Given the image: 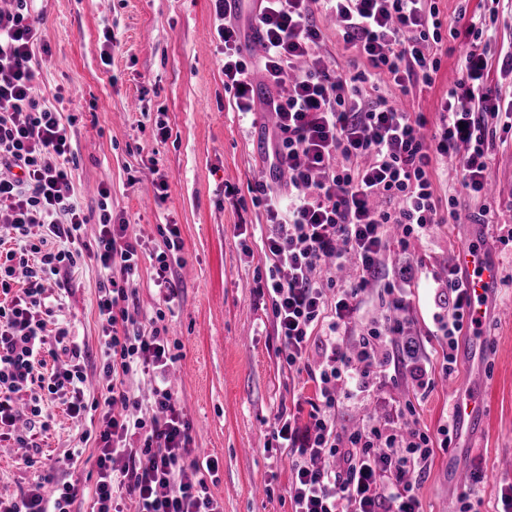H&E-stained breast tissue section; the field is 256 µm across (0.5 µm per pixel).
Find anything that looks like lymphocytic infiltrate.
I'll return each mask as SVG.
<instances>
[{"label": "lymphocytic infiltrate", "instance_id": "1", "mask_svg": "<svg viewBox=\"0 0 512 512\" xmlns=\"http://www.w3.org/2000/svg\"><path fill=\"white\" fill-rule=\"evenodd\" d=\"M0 11V165L20 177L0 178V207L10 213L14 245L0 252V441L24 453L35 467L43 394L62 397L71 417L86 412L81 385L82 350L68 328L55 342L67 361L47 369L46 316L54 312L46 284L82 255L87 222L73 202L67 168L71 144L61 113L32 95L35 19L30 0H14ZM239 0H214L224 45V85L237 111L253 110L254 88L241 52V32L231 14ZM474 12L463 24H444L435 0H260L253 24L265 54L261 68L277 93L266 106L275 115L267 138L274 172H287L288 195L266 182L255 186L273 226L266 247L273 260L267 289L273 299L275 331L289 365L310 347L320 348L326 366L319 374L320 404L306 424L280 418L275 437L291 457L288 494L294 512H421L420 479L436 447H449L450 426L430 435L408 423L370 425L351 434L336 427L344 401L365 392L371 374L395 380L402 358L394 350L401 328L386 324L359 334L353 348L343 338L355 322L359 297L381 272L390 246L387 227L406 235L426 234L435 224H485L489 207L464 213L456 199L440 205L432 181L439 160L457 157L461 187L485 198L491 157L489 124L512 131V99L496 94L494 70L512 73V51L490 55L500 0ZM329 15L346 49L361 65L330 70L318 54L321 31L315 14ZM470 45L460 75L441 96L436 119L412 112L401 99L432 88L441 68L445 37ZM110 213L99 219L93 256L103 272L98 302L107 381L104 410L95 430L97 481L93 490L41 475L19 496L0 499V512H71L78 497L91 495L92 512H114L130 500L135 512H220L207 479L218 463L188 460L190 423L167 386L172 361L169 341L157 324L129 329L126 304L138 269V240ZM354 266L356 279L326 300L315 273L324 266ZM25 286L14 289L15 272ZM448 290L441 329L448 340L445 372L458 365V335L467 319L464 276L455 266L440 278ZM325 332H318L320 323ZM152 372L149 403L132 398L125 379ZM124 453L122 469L112 467Z\"/></svg>", "mask_w": 512, "mask_h": 512}]
</instances>
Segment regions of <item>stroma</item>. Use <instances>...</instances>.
<instances>
[{"label": "stroma", "instance_id": "obj_1", "mask_svg": "<svg viewBox=\"0 0 512 512\" xmlns=\"http://www.w3.org/2000/svg\"><path fill=\"white\" fill-rule=\"evenodd\" d=\"M39 18L34 95L70 118L72 198L88 222L93 244L101 212L124 220L139 242V268L130 316L145 324L159 308L155 256L164 248L160 227L176 225L182 249L170 256L177 286L163 325L175 361L171 388L191 425L190 458L217 460L209 492L223 512H293L288 495L290 462L274 439L277 419L291 413L307 420L320 390L314 374L325 359L312 352L288 366L274 328L265 281L272 261L265 247L266 213L253 188L267 172L265 138L272 126L258 64L263 45L245 38L255 69L252 120L235 111L224 86L223 47L211 0H35ZM434 86L405 98L409 110L434 117L441 95L457 79L467 46L449 40ZM494 193L481 201L462 193L455 164L437 166L433 182L440 201L456 196L461 209L490 206V224H437L423 237L396 230L382 258L383 284L360 305L352 334L399 322L402 338L416 346L393 382L373 378L368 392L346 401L336 424L382 423L390 408L421 430L436 433L451 416L461 384L484 387L479 428L455 429L449 448L437 450L420 483L423 512H460L462 484L454 473L476 471L471 512H493L499 489L512 483V132H498L492 149ZM165 193H158L159 182ZM480 239L501 276L494 306L480 332L488 343L480 366L460 363L445 374L446 343L434 320L439 306L430 273L454 265L470 239ZM59 317L70 324L88 356L86 399L104 400L98 313L100 268L83 254L63 274ZM403 298L404 308L391 304ZM426 370L432 384L417 395L412 378ZM54 424L42 436L44 468L56 481L94 486L93 447L80 446L89 416L71 418L51 398L42 402ZM78 461H70L71 452ZM36 473L17 463V450L0 441V495L16 496Z\"/></svg>", "mask_w": 512, "mask_h": 512}]
</instances>
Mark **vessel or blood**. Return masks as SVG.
Returning a JSON list of instances; mask_svg holds the SVG:
<instances>
[{"instance_id":"vessel-or-blood-1","label":"vessel or blood","mask_w":512,"mask_h":512,"mask_svg":"<svg viewBox=\"0 0 512 512\" xmlns=\"http://www.w3.org/2000/svg\"><path fill=\"white\" fill-rule=\"evenodd\" d=\"M456 264L467 277L471 301L470 318L474 324H481L498 282L499 267L476 241L466 244L457 253ZM483 410L484 401L480 386L474 383L462 386L461 394L452 407L455 425L472 427L481 424Z\"/></svg>"}]
</instances>
